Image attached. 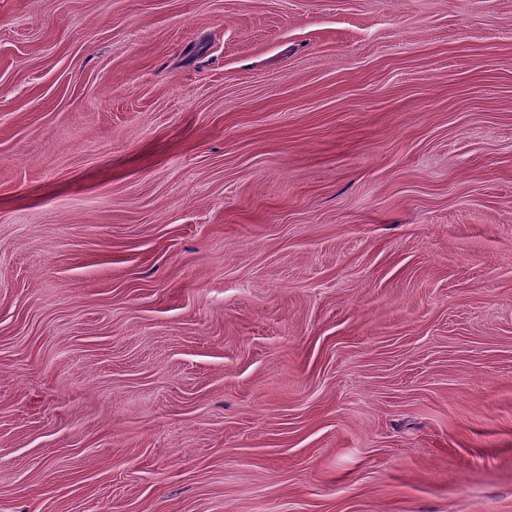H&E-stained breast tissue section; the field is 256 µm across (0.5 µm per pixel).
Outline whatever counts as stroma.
<instances>
[{"label": "stroma", "instance_id": "obj_1", "mask_svg": "<svg viewBox=\"0 0 512 512\" xmlns=\"http://www.w3.org/2000/svg\"><path fill=\"white\" fill-rule=\"evenodd\" d=\"M0 512H512V0H0Z\"/></svg>", "mask_w": 512, "mask_h": 512}]
</instances>
